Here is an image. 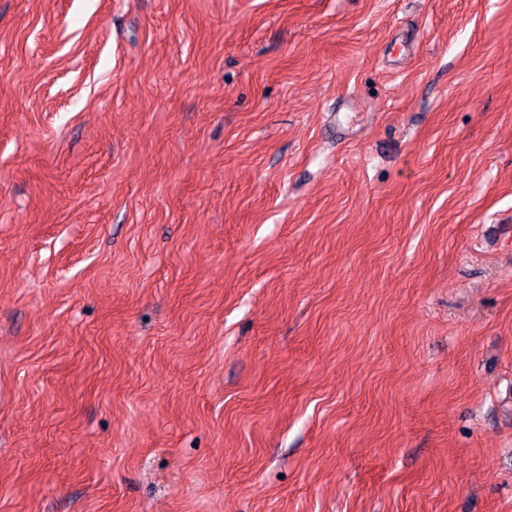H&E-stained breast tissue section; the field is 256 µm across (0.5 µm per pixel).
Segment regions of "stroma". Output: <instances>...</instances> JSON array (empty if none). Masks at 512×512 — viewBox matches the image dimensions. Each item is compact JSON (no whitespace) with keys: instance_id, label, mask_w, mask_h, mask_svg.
<instances>
[{"instance_id":"35a3bbf8","label":"stroma","mask_w":512,"mask_h":512,"mask_svg":"<svg viewBox=\"0 0 512 512\" xmlns=\"http://www.w3.org/2000/svg\"><path fill=\"white\" fill-rule=\"evenodd\" d=\"M0 512H512V0H0Z\"/></svg>"}]
</instances>
